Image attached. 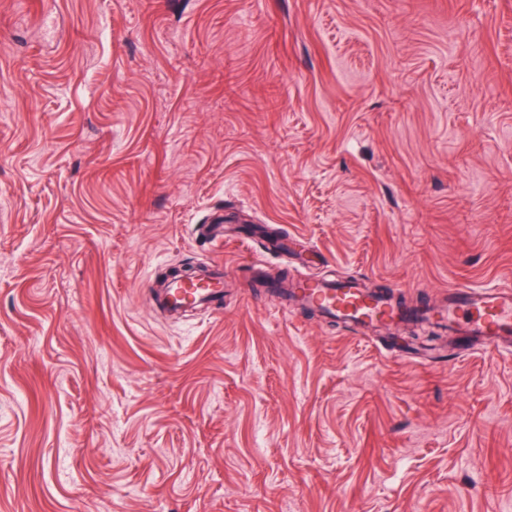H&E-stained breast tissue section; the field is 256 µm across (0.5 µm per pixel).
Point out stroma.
Instances as JSON below:
<instances>
[{
	"mask_svg": "<svg viewBox=\"0 0 512 512\" xmlns=\"http://www.w3.org/2000/svg\"><path fill=\"white\" fill-rule=\"evenodd\" d=\"M257 264L512 288V0H0V512H512V353ZM224 288V267L218 264L211 277L201 285H185L175 283L169 289L167 295H158L157 302L164 305L168 299L171 303L182 304L185 302L192 305H205L219 296ZM292 288L289 292L274 289L272 294L286 299L289 296L302 307L318 310L331 321L355 327L388 328L417 316L384 296L365 292L360 282L350 277L337 280L301 277Z\"/></svg>",
	"mask_w": 512,
	"mask_h": 512,
	"instance_id": "obj_1",
	"label": "stroma"
}]
</instances>
